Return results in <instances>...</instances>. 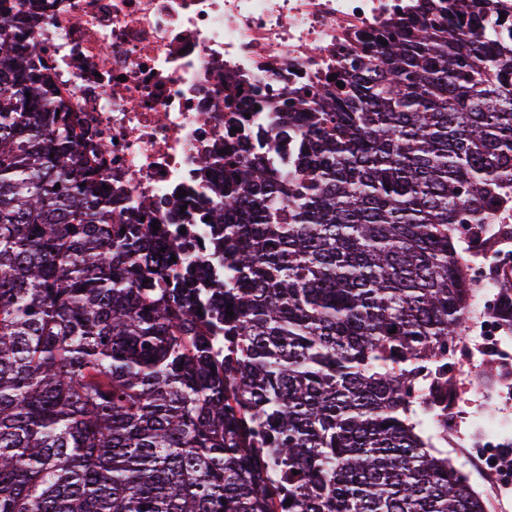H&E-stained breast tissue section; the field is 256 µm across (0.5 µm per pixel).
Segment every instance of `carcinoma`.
I'll return each instance as SVG.
<instances>
[{
	"instance_id": "carcinoma-1",
	"label": "carcinoma",
	"mask_w": 512,
	"mask_h": 512,
	"mask_svg": "<svg viewBox=\"0 0 512 512\" xmlns=\"http://www.w3.org/2000/svg\"><path fill=\"white\" fill-rule=\"evenodd\" d=\"M17 2L0 0V512H487L436 448L474 293L455 226L483 256L512 200V49L486 0H419L370 34L379 64L351 55L344 88L284 104L288 156L226 151L224 284L204 295L165 228L116 223L76 115L17 50Z\"/></svg>"
}]
</instances>
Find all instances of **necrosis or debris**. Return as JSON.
I'll list each match as a JSON object with an SVG mask.
<instances>
[{"label":"necrosis or debris","instance_id":"4bbe7bcc","mask_svg":"<svg viewBox=\"0 0 512 512\" xmlns=\"http://www.w3.org/2000/svg\"><path fill=\"white\" fill-rule=\"evenodd\" d=\"M411 0H26L31 52L99 149L121 223L159 222L178 259L208 267L224 171L204 158L224 148L231 102L242 132L290 151L281 107L318 94L362 33Z\"/></svg>","mask_w":512,"mask_h":512}]
</instances>
